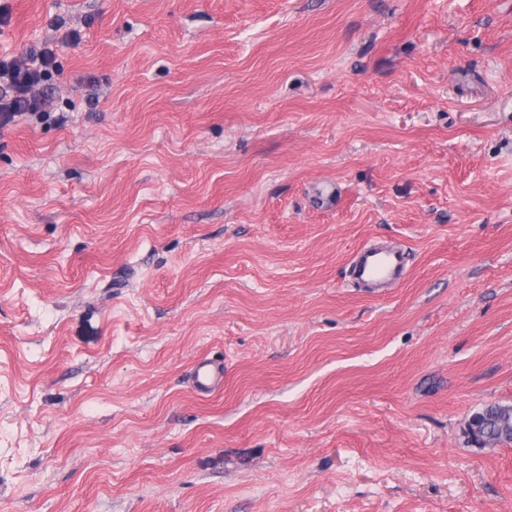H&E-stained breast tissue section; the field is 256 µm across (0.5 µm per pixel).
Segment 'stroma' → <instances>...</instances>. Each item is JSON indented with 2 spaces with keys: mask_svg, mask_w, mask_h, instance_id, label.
Here are the masks:
<instances>
[{
  "mask_svg": "<svg viewBox=\"0 0 512 512\" xmlns=\"http://www.w3.org/2000/svg\"><path fill=\"white\" fill-rule=\"evenodd\" d=\"M0 9V512H512V0ZM55 68L56 53L48 47H30L27 56L18 59H0V130L24 116L50 118L52 101L40 95V87ZM404 253L375 245L364 246L354 255L349 277L354 285L386 288L405 278ZM190 380L195 392L200 395L211 394L224 385V366L200 359L190 373ZM506 406L510 405H491L477 413L483 416L482 418L486 421V424L482 427V437L479 443L482 447L490 444H509L512 442V436L511 438H506L502 435V433L496 428V423L494 421L495 416H497L502 408Z\"/></svg>",
  "mask_w": 512,
  "mask_h": 512,
  "instance_id": "obj_1",
  "label": "stroma"
}]
</instances>
